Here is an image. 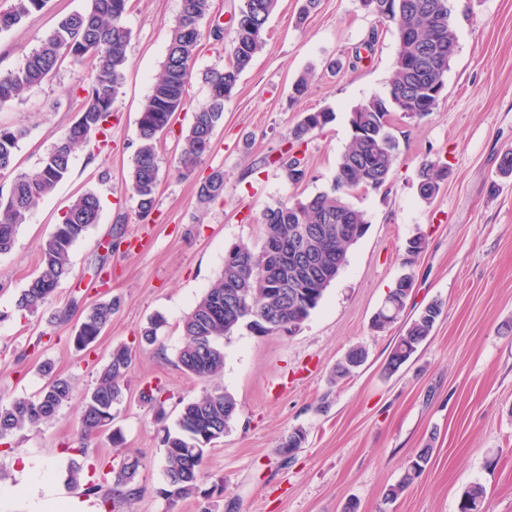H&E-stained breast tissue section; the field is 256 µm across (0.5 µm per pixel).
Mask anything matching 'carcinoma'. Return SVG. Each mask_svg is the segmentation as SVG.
<instances>
[{
    "label": "carcinoma",
    "instance_id": "cac0c4a2",
    "mask_svg": "<svg viewBox=\"0 0 512 512\" xmlns=\"http://www.w3.org/2000/svg\"><path fill=\"white\" fill-rule=\"evenodd\" d=\"M374 14L391 24L398 36V51L389 79V87L404 93L410 103L406 115L425 117L436 108L438 98L426 93V88L444 82L450 62L457 51V35L451 15L450 0H376ZM129 0H90V6L71 13L35 47L22 67L0 70V107L13 102L32 87L52 75L62 61L88 67L92 83L75 92L78 119L73 123L31 173L14 169L19 141L27 130L18 125H0V178L12 177L8 193L0 192V254L12 250L19 227L26 223L30 211L68 175L73 152L93 142L106 143L112 116V106L122 84L128 63L127 47L131 32L123 24ZM46 0H10L9 8L0 10V32L7 31L32 14L42 10ZM277 0H242L229 45H224V25L213 21L208 37L224 46L229 61L222 68L202 73L208 88L207 103L194 113L193 122L184 136V146L178 157L181 173H191L210 152L218 125L224 122V103L235 92L240 75L250 66L265 45V31ZM212 18V0H180V10L172 28L167 55L162 70L145 99L138 118V147L132 159L127 189L136 202L138 214L145 217L155 208L159 185L157 141L173 129V117L184 106L187 85L192 74L203 32L201 23ZM443 57V65L412 68L405 61L428 60L432 54ZM396 111L387 98L372 97L352 111V138L337 162L331 190L304 199L289 197L267 207L261 218L263 235L269 229L277 231L286 245L296 230L323 228L313 237L311 253L315 264L328 272L320 278L315 295L305 301L299 291L301 272L288 265V270L265 276L268 264L266 242L259 249L236 245L224 255V267L212 288L197 302L183 320L186 343L178 353V363L190 376L204 382L219 376L224 368V354L216 341L241 326L267 336L277 332L276 325L300 318L307 319L323 297L325 289L336 279L347 259V252L356 236L365 232L354 230L366 224L362 211L349 201L355 191L378 190L389 183L398 161V145L391 133V113ZM333 120L328 110L305 116L291 131L289 147L276 160L287 179L296 185L303 181L294 176L295 166L306 164V157L297 158L293 151L307 142V137ZM447 175V167L433 162L422 164L418 177V194L430 201L439 191ZM224 193V174L211 171L198 186V200L207 204ZM101 201L87 191L76 197L63 213L59 224L40 245L38 272L27 283L16 300V308L24 314H34L54 297L61 281L68 275L70 252L74 244L95 224L99 223ZM424 249L420 237L409 240L402 266L407 281L392 288L382 308L373 320V328L384 330L396 323L405 309L410 289L414 285L411 271ZM288 281V295L280 300L272 289ZM232 281L249 284L245 291L247 303L237 310L227 307L225 292ZM119 301L109 299L83 310L72 336L74 346L85 350L96 342L112 323ZM443 304L433 300L417 316L404 324V329L392 348L385 370L397 372L431 336L442 315ZM166 324L161 314L154 315L141 331L140 342L152 345L158 331ZM366 349L352 347L336 363L333 377L345 379L354 365L364 362ZM132 364L131 351L118 347L99 372L92 389L85 395L79 417L80 439L84 440L112 424L115 409L123 400V381ZM41 372L49 377L46 386L35 398H15L0 402V442L26 427H35L53 420L72 396L73 382L69 377L53 374V365L45 362ZM237 407L234 396L219 387L206 388L201 395L186 403L179 414L176 429L164 430V484L157 493L168 501L196 494L203 477V460L214 432H225ZM433 448L426 445L411 461L401 481L387 490V498H396L410 485L429 462ZM142 463L130 457L116 475L115 488L105 500L112 501V512L131 505L144 491L139 483ZM459 512H489L487 493L479 484L463 490Z\"/></svg>",
    "mask_w": 512,
    "mask_h": 512
}]
</instances>
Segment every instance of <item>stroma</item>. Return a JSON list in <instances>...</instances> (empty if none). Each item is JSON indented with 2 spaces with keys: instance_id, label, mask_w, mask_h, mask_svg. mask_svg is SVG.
<instances>
[{
  "instance_id": "obj_1",
  "label": "stroma",
  "mask_w": 512,
  "mask_h": 512,
  "mask_svg": "<svg viewBox=\"0 0 512 512\" xmlns=\"http://www.w3.org/2000/svg\"><path fill=\"white\" fill-rule=\"evenodd\" d=\"M304 0H278L265 46L241 74L224 105V123L195 174L180 175L179 133L207 100L200 72L228 60L204 43L195 59L186 107L158 146L157 204L136 214L125 181L138 144L141 105L161 71L180 0H131L123 18L131 32L129 65L112 107L107 144L77 150L68 177L29 214L10 253L0 255V400L33 397L39 372L76 379L57 417L0 445V512H35L33 500L6 496L21 480L23 461L36 458L55 475L62 497L87 512H111L102 495H86L120 460L139 457L145 491L132 512H457L461 492L484 486L491 512H512V176L498 170L512 149V0H452L458 48L437 107L428 116H394L399 159L388 186L357 191L351 203L369 228L319 305L293 334L257 336L246 329L220 339L224 370L216 384L238 404L231 429L204 458L198 492L169 503L164 479V428L203 384L177 362L185 342L181 321L219 276L235 244L258 247L263 210L288 197L329 190L336 162L352 136V109L385 94L397 55L392 26L360 0H321L305 23ZM89 0H47L45 7L0 33V69L22 66L27 54L64 15ZM313 81L294 98L303 73ZM88 68L63 63L22 100L0 108V123L21 125L16 167L37 169L77 118L72 90L89 86ZM334 119L308 137V174L291 185L273 160L306 113ZM447 165L431 201L418 195L423 162ZM224 172V193L202 205L198 180ZM102 200L98 224L71 251L68 276L36 315L15 300L38 266V249L77 195ZM425 247L412 269L414 288L402 314L411 319L432 300L444 304L432 336L395 373L385 363L400 325L378 331L372 319L403 272L406 242ZM116 297L110 326L88 349L72 336L80 309ZM167 320L154 345L139 343L154 314ZM368 357L348 378L332 371L353 346ZM132 350L125 399L110 430L79 442L78 409L113 349ZM165 390L164 419L141 398L147 386ZM306 441L294 459L278 452L295 430ZM121 444H113V433ZM432 445L429 464L392 502L384 493L400 481L418 448ZM82 483L68 480L72 466Z\"/></svg>"
}]
</instances>
